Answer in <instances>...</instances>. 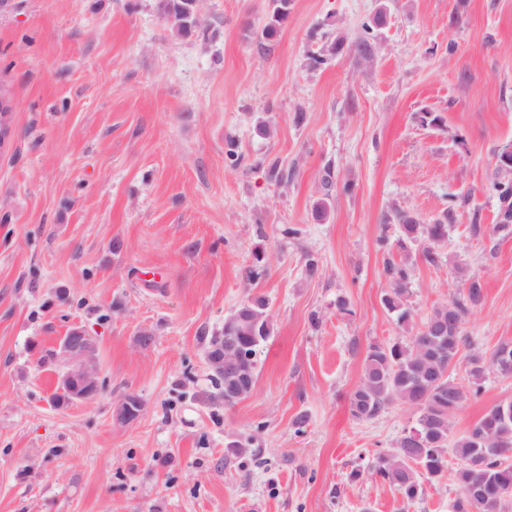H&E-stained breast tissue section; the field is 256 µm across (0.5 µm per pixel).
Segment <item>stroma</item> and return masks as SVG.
<instances>
[{"label":"stroma","instance_id":"1","mask_svg":"<svg viewBox=\"0 0 512 512\" xmlns=\"http://www.w3.org/2000/svg\"><path fill=\"white\" fill-rule=\"evenodd\" d=\"M272 9L200 0L180 34L157 0H0V84L13 93L0 512H452L454 480L424 482L410 504L367 474L415 408L359 421L348 398L369 345L413 335L462 276L484 284L462 355L512 342V235L493 231L490 189L512 144V0H290L266 39ZM377 16L374 55L355 61L348 48ZM400 210L421 224L451 211L438 264L406 240ZM257 251L265 271L251 279ZM406 255L401 326L382 296L387 259ZM257 294L272 333L252 395L227 407L208 342ZM77 327L98 345V393L59 405L62 366L47 354ZM128 394L144 407L123 423L114 406ZM505 401L512 375H490L451 438ZM247 439L251 454L226 456Z\"/></svg>","mask_w":512,"mask_h":512}]
</instances>
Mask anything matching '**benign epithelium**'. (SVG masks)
I'll return each mask as SVG.
<instances>
[{
  "mask_svg": "<svg viewBox=\"0 0 512 512\" xmlns=\"http://www.w3.org/2000/svg\"><path fill=\"white\" fill-rule=\"evenodd\" d=\"M97 343L93 337L82 329H73L61 342V357L64 369L57 376L58 393L66 395L71 403L90 400L98 390L96 372ZM230 349L223 348L218 353L208 356L210 366L216 373H229L233 363L229 356ZM143 409V402L131 404V399L123 397L117 404V419L131 422L137 419Z\"/></svg>",
  "mask_w": 512,
  "mask_h": 512,
  "instance_id": "7a95c632",
  "label": "benign epithelium"
}]
</instances>
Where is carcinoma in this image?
<instances>
[{"label":"carcinoma","mask_w":512,"mask_h":512,"mask_svg":"<svg viewBox=\"0 0 512 512\" xmlns=\"http://www.w3.org/2000/svg\"><path fill=\"white\" fill-rule=\"evenodd\" d=\"M288 5L289 0H275L263 36L276 34L277 26L288 17ZM158 9L179 33L196 26V0H158ZM363 30L353 51L358 59L368 60L374 53L368 36L372 26L365 24ZM491 189L502 204V220L493 232L507 237L512 234V182L496 181ZM396 220L407 239L428 242L423 255L435 261L433 248L448 241V215L434 224H419L403 211L396 214ZM385 272L391 287L383 304L402 326L410 318L407 297L413 269L406 260L392 259L387 261ZM482 299L480 281L469 277L462 281L459 294L436 306L414 335L370 345L363 359L361 380L350 394V413L360 421L377 417L395 402L416 408L413 429L418 439L411 442L410 435L402 434L394 451L378 455L369 470L370 476L389 483L409 504L421 497L422 482L448 476L447 454L451 451L460 461L455 472L453 512H512V401L488 408L453 445H448L451 418L463 402L482 394L489 374H512V343H503L488 356L476 352L468 357L467 385L452 378L461 346L467 341V316ZM271 331L269 301L257 295L224 321L221 335L210 337L208 352L212 354L223 344L236 346V379L224 377V406L230 407L252 394L254 385L244 383V379H255L256 356Z\"/></svg>","instance_id":"carcinoma-1"}]
</instances>
